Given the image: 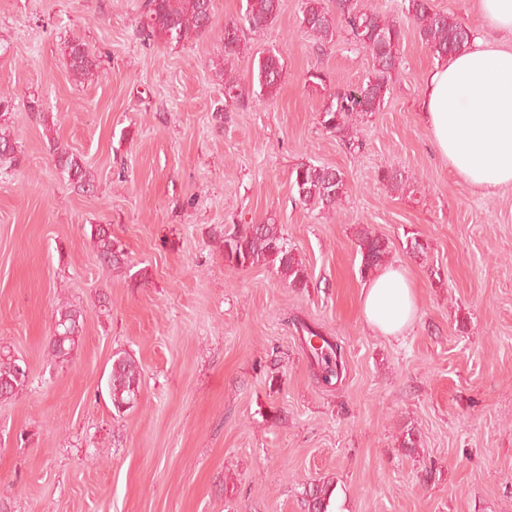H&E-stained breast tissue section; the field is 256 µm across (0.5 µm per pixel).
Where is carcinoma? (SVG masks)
Returning <instances> with one entry per match:
<instances>
[{
  "label": "carcinoma",
  "instance_id": "1",
  "mask_svg": "<svg viewBox=\"0 0 512 512\" xmlns=\"http://www.w3.org/2000/svg\"><path fill=\"white\" fill-rule=\"evenodd\" d=\"M331 11L324 0H303L301 26L312 38L317 49L335 41L336 34L344 30L352 44L366 50L373 61L371 77L357 86L339 88L324 104L320 116L325 130L349 149L362 145L350 131L349 119L354 114L377 112L383 106L390 81L400 65L402 31L398 22L377 12L359 9L354 0H335ZM141 31L149 38L161 37L180 43L201 35L212 28L213 0H142ZM402 10L414 21L422 42L433 56L446 59L470 45L471 30L433 9L431 0H402ZM280 0H246L242 23H224V57L230 59L241 53L243 27L258 32L268 28L278 17ZM70 74L78 84L98 77L99 60L80 39L68 40L63 45ZM283 65L274 53L259 56L256 77L260 94L276 95L280 89ZM12 110L11 98L0 95V164L12 165L18 161L15 142L7 120ZM56 168L73 188L82 192L94 191L95 184L83 163L73 153L53 148ZM293 186L298 200L305 205L330 208L347 193L342 174L334 168L302 164L293 171ZM98 258L103 267L112 270L123 267L125 254L108 231L99 226L91 232ZM224 260L238 267L270 264L288 278L295 288L307 284V271L300 258L288 249L280 225L268 218L259 224H245L223 234ZM361 272L371 274L384 262L390 245L384 238L364 231L359 238ZM81 329V312L66 304L56 313L55 334L50 342L52 358L65 362L71 357ZM310 357L323 370L325 382H331L342 371V347L338 342L321 338L322 344H312L318 333L307 329ZM26 382L25 368L12 358L0 359V398H9L19 392ZM141 385V369L129 354L113 356L108 377V393L112 408L121 415L131 409ZM333 489L323 482L314 484L307 492L308 512H329Z\"/></svg>",
  "mask_w": 512,
  "mask_h": 512
}]
</instances>
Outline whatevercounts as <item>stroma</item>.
Instances as JSON below:
<instances>
[{"label": "stroma", "instance_id": "stroma-1", "mask_svg": "<svg viewBox=\"0 0 512 512\" xmlns=\"http://www.w3.org/2000/svg\"><path fill=\"white\" fill-rule=\"evenodd\" d=\"M140 3L0 0V92L20 157L0 169V355L28 371L0 399V512H306L318 481L333 483L334 512H512V186L472 188L434 154L421 99L438 60L402 0H357L399 19L403 42L381 110L351 118L355 151L319 113L372 58L341 35L316 49L303 0L246 33L230 72L240 103L218 72L245 0H214L212 29L178 44L141 33ZM75 36L101 60L81 86L61 52ZM268 52L284 66L270 99L252 77ZM57 146L94 192L61 177ZM308 163L343 174L335 208L298 201L291 174ZM383 169L405 189L381 183ZM269 217L306 287L225 262L221 233ZM98 225L122 268L102 267ZM363 227L415 290L402 335L364 321ZM414 236L426 256L407 252ZM66 304L82 320L61 363L48 344ZM306 325L343 346L332 384ZM120 352L142 384L118 416L107 378Z\"/></svg>", "mask_w": 512, "mask_h": 512}]
</instances>
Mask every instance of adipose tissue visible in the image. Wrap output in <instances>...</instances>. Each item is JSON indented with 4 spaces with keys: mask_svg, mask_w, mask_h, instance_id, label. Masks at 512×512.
Instances as JSON below:
<instances>
[{
    "mask_svg": "<svg viewBox=\"0 0 512 512\" xmlns=\"http://www.w3.org/2000/svg\"><path fill=\"white\" fill-rule=\"evenodd\" d=\"M495 40L473 39L438 63L425 80L422 115L436 153L472 187L512 186V0H479ZM414 289L401 268H388L363 293L367 325L401 334L416 315Z\"/></svg>",
    "mask_w": 512,
    "mask_h": 512,
    "instance_id": "obj_1",
    "label": "adipose tissue"
}]
</instances>
